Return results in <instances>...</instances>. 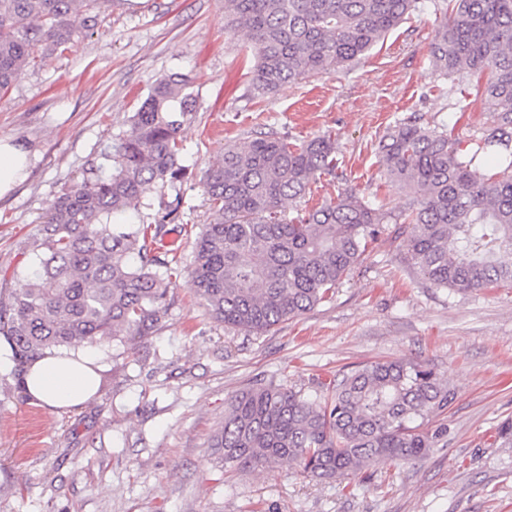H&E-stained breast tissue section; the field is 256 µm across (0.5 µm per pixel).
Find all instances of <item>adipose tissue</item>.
<instances>
[{
	"instance_id": "adipose-tissue-1",
	"label": "adipose tissue",
	"mask_w": 512,
	"mask_h": 512,
	"mask_svg": "<svg viewBox=\"0 0 512 512\" xmlns=\"http://www.w3.org/2000/svg\"><path fill=\"white\" fill-rule=\"evenodd\" d=\"M26 392L54 408H78L97 392L94 361L84 351L75 357L45 356L36 360L23 376Z\"/></svg>"
}]
</instances>
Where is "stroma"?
I'll return each instance as SVG.
<instances>
[{
    "mask_svg": "<svg viewBox=\"0 0 512 512\" xmlns=\"http://www.w3.org/2000/svg\"><path fill=\"white\" fill-rule=\"evenodd\" d=\"M446 0L424 5L371 52L256 98L244 34L224 28V0H99L93 34L31 66L0 93V138L29 158L0 198V300L35 269L31 244L65 185L102 165L156 79L187 74L196 117L183 127L184 177L152 188L151 214L179 202L170 234L182 267L171 307L146 342L86 347L98 392L57 411L31 399L0 335V512H512V288L460 294L432 286L408 261L400 228L410 199L384 175L378 144L417 113L469 143L488 126L469 89L436 71L431 43ZM331 133L335 176L310 204L352 189L391 221L336 295L264 335L233 330L188 288L193 246L209 217L204 176L224 148L262 133L294 144ZM430 364L455 391L448 436L428 456L383 459L372 479L318 482L298 467L225 470L210 442L228 397L255 381L303 392L355 366Z\"/></svg>",
    "mask_w": 512,
    "mask_h": 512,
    "instance_id": "stroma-1",
    "label": "stroma"
}]
</instances>
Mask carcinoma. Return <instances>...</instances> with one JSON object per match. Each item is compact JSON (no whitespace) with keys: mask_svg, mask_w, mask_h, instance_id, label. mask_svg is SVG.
<instances>
[{"mask_svg":"<svg viewBox=\"0 0 512 512\" xmlns=\"http://www.w3.org/2000/svg\"><path fill=\"white\" fill-rule=\"evenodd\" d=\"M98 0H0V91L27 67L94 32ZM419 8V0H224L225 28L244 32L257 97L352 62ZM433 66L475 90L491 124L463 148L450 129L411 115L379 143L385 175L413 197L402 247L437 288L512 286V0H448ZM196 99L190 77L156 80L130 129L112 143V173L61 189L34 242L38 271L0 301V334L21 367L76 344L136 341L168 315L176 259L157 251L161 217L143 214L155 185L180 175V133ZM494 170L478 180L472 167ZM336 173V143L272 136L229 147L205 174L212 220L196 237L190 289L226 326L260 335L333 298L387 223L355 192L283 218L284 205ZM454 399L434 368L373 362L304 394L272 382L225 402L211 447L230 471L288 462L319 481L369 477L381 459L428 455L447 435L431 427Z\"/></svg>","mask_w":512,"mask_h":512,"instance_id":"cac0c4a2","label":"carcinoma"}]
</instances>
